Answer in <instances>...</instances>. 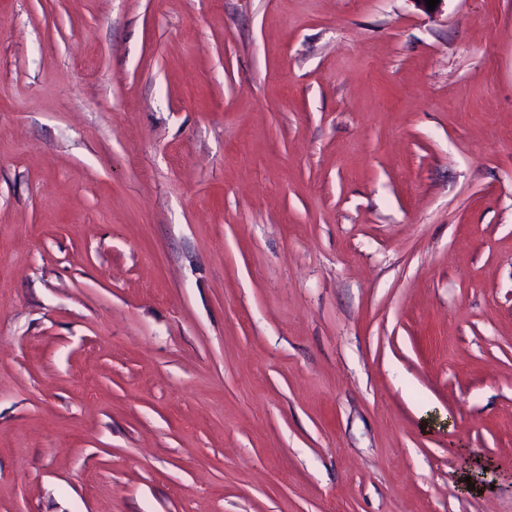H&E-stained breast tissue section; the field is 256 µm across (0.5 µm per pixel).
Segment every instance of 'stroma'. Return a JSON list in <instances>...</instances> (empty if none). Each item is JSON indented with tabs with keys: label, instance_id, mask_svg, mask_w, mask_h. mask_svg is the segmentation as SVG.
<instances>
[{
	"label": "stroma",
	"instance_id": "1",
	"mask_svg": "<svg viewBox=\"0 0 512 512\" xmlns=\"http://www.w3.org/2000/svg\"><path fill=\"white\" fill-rule=\"evenodd\" d=\"M0 512H512V0H0Z\"/></svg>",
	"mask_w": 512,
	"mask_h": 512
}]
</instances>
